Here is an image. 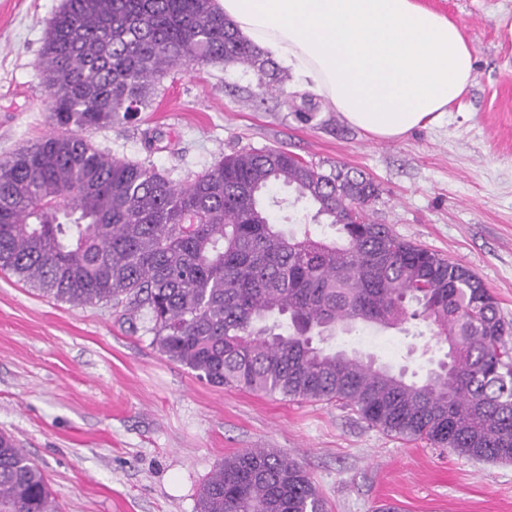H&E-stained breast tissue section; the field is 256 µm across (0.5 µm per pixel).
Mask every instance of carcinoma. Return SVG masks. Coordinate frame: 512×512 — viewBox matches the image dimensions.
I'll use <instances>...</instances> for the list:
<instances>
[{
    "label": "carcinoma",
    "instance_id": "cac0c4a2",
    "mask_svg": "<svg viewBox=\"0 0 512 512\" xmlns=\"http://www.w3.org/2000/svg\"><path fill=\"white\" fill-rule=\"evenodd\" d=\"M211 62L283 84L216 0H63L38 62L52 130L0 162V269L73 306L146 310L160 351L214 387L336 402L388 434L512 460V326L470 268L370 219L373 179L263 148L176 185L85 136L134 120L168 70ZM280 187L338 236L282 229ZM413 320L447 347L448 371L409 380L325 346L338 329ZM0 512H57L40 468L4 434ZM199 512L325 504L296 459L254 448L224 458Z\"/></svg>",
    "mask_w": 512,
    "mask_h": 512
}]
</instances>
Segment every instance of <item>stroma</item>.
I'll return each mask as SVG.
<instances>
[{
	"label": "stroma",
	"instance_id": "obj_1",
	"mask_svg": "<svg viewBox=\"0 0 512 512\" xmlns=\"http://www.w3.org/2000/svg\"><path fill=\"white\" fill-rule=\"evenodd\" d=\"M475 50L472 84L437 124L395 140L350 126L318 96L260 94L242 64L177 66L138 122L89 131L119 158L192 180L220 155L279 147L380 187L368 213L475 271L512 322V0H425ZM62 0H0V160L50 129L36 64ZM146 311L73 306L0 272V433L41 468L60 512H198L202 483L251 448L292 454L326 512H512V461H475L369 426L333 403L217 388L168 359ZM331 346L421 379L431 335L336 333Z\"/></svg>",
	"mask_w": 512,
	"mask_h": 512
}]
</instances>
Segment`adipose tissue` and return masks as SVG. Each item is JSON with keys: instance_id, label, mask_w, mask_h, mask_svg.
<instances>
[{"instance_id": "adipose-tissue-1", "label": "adipose tissue", "mask_w": 512, "mask_h": 512, "mask_svg": "<svg viewBox=\"0 0 512 512\" xmlns=\"http://www.w3.org/2000/svg\"><path fill=\"white\" fill-rule=\"evenodd\" d=\"M238 35L379 140L438 123L467 92L473 48L422 0H218Z\"/></svg>"}]
</instances>
